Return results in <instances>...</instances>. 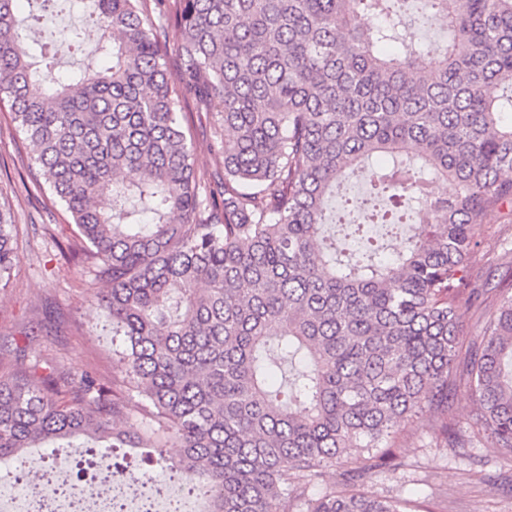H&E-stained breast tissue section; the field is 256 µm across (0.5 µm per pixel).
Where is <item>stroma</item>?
<instances>
[{"instance_id":"stroma-1","label":"stroma","mask_w":512,"mask_h":512,"mask_svg":"<svg viewBox=\"0 0 512 512\" xmlns=\"http://www.w3.org/2000/svg\"><path fill=\"white\" fill-rule=\"evenodd\" d=\"M214 121L193 113L189 132L197 167L206 178L224 174V156L214 136ZM30 150L16 133L10 115L0 111V205L18 228L17 264L12 287L0 291V358L11 359L14 346L57 370L96 373L112 381V321L90 305L88 264L61 258L57 242L74 238L77 228L63 211L48 213L45 194L20 181ZM480 243L473 264L477 285H490L466 317L463 342L480 343L494 310V285L512 272V224L495 220L474 225ZM432 417L421 412L405 423L396 451L405 468L386 471L371 489L381 495L430 504L433 512H512V453L477 444L452 451L431 439Z\"/></svg>"}]
</instances>
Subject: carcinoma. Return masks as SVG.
Wrapping results in <instances>:
<instances>
[{
	"mask_svg": "<svg viewBox=\"0 0 512 512\" xmlns=\"http://www.w3.org/2000/svg\"><path fill=\"white\" fill-rule=\"evenodd\" d=\"M16 2L0 0V108L33 147L29 180L79 229L68 249L123 347L110 386L37 363L0 374V460L174 441L206 512H410L365 486L402 465L420 411L448 448L512 452V287L482 343L460 341L473 226L512 224V0H417L448 29L426 61L411 0H93L95 61L64 73ZM191 100L216 118L217 184L197 170ZM350 173L361 223L328 211ZM331 226L361 248L338 250ZM15 252L3 209L1 289ZM460 385L476 401L463 425ZM128 419L139 431L116 428ZM344 461L339 487L309 496Z\"/></svg>",
	"mask_w": 512,
	"mask_h": 512,
	"instance_id": "obj_1",
	"label": "carcinoma"
}]
</instances>
